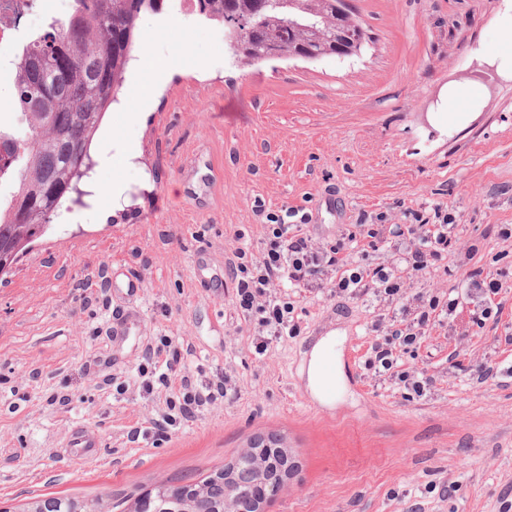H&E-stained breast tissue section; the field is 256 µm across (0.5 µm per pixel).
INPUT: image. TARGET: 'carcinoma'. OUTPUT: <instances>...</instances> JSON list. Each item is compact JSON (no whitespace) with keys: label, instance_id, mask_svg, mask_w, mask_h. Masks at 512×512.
I'll list each match as a JSON object with an SVG mask.
<instances>
[{"label":"carcinoma","instance_id":"cac0c4a2","mask_svg":"<svg viewBox=\"0 0 512 512\" xmlns=\"http://www.w3.org/2000/svg\"><path fill=\"white\" fill-rule=\"evenodd\" d=\"M72 11L52 21L15 61V106L22 135L12 165L0 180L13 185L0 200V247L24 253L29 236H41L66 204H83L80 181L93 167L92 140L104 114L116 101L146 11L160 0H72ZM335 0H196L200 15L228 26L231 20L258 17L244 33L247 52L238 62L253 65L274 46L284 59L308 51L336 56ZM208 510L224 502V483L211 475L194 481ZM137 503L112 501L109 494L35 497L22 512H137Z\"/></svg>","mask_w":512,"mask_h":512}]
</instances>
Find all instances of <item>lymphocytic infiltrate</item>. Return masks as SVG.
<instances>
[{
    "instance_id": "f902f5d3",
    "label": "lymphocytic infiltrate",
    "mask_w": 512,
    "mask_h": 512,
    "mask_svg": "<svg viewBox=\"0 0 512 512\" xmlns=\"http://www.w3.org/2000/svg\"><path fill=\"white\" fill-rule=\"evenodd\" d=\"M266 242L261 254L246 259L236 251L230 273L236 282L235 304L248 321L259 341L257 353H264L272 339L282 336L290 324L291 308L280 295L286 285H307L329 289L331 295L360 299L367 295L401 301L407 283L417 281L441 259L452 245L451 225L442 210L433 217H418L408 225L405 248L398 264L370 267L355 261L351 252L356 235H348L331 248L318 246L305 235L304 219L294 218L292 211L267 214ZM420 307L411 320L390 319L384 338L376 340L367 360L369 369L394 378L398 388L421 396L430 388L432 378L418 369L398 365L401 353L416 348L437 318L452 317L460 300L438 294H422ZM148 359H163L170 372L163 385H175L176 393L168 397L155 423L159 433H166L176 419H187L199 407L227 397L235 386L230 377L222 376L202 388L194 387L188 374L180 368L181 354L170 344L148 348Z\"/></svg>"
}]
</instances>
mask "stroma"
<instances>
[{"instance_id": "35a3bbf8", "label": "stroma", "mask_w": 512, "mask_h": 512, "mask_svg": "<svg viewBox=\"0 0 512 512\" xmlns=\"http://www.w3.org/2000/svg\"><path fill=\"white\" fill-rule=\"evenodd\" d=\"M348 2L370 36L359 55L248 66L195 0L142 15L137 52L171 62L164 87L141 105L154 75L130 63L91 145L110 158L90 173L100 195L60 210L0 276V512L37 495L135 498L180 485L269 434L298 465L272 512H503L512 499V238L493 232L512 224V73L480 54L508 34L506 0ZM462 83L480 96L448 111ZM437 207L456 245L408 294L452 289L461 303L401 356L433 376L424 396L366 369L375 324L395 312L372 296L288 289L297 331L256 353L228 261L240 247L262 251L267 214L306 213L307 234L326 246L382 223L360 242L374 267L392 263L397 226ZM467 266L500 274L497 325L476 324L483 302ZM118 268L144 288L132 302L139 330L116 341ZM199 272L210 290L196 287ZM324 334L341 381L331 401L308 386ZM167 339L196 385L226 373L236 392L158 437L165 366L145 352ZM486 362L499 377L475 384ZM77 427L97 437L94 455L67 448Z\"/></svg>"}]
</instances>
